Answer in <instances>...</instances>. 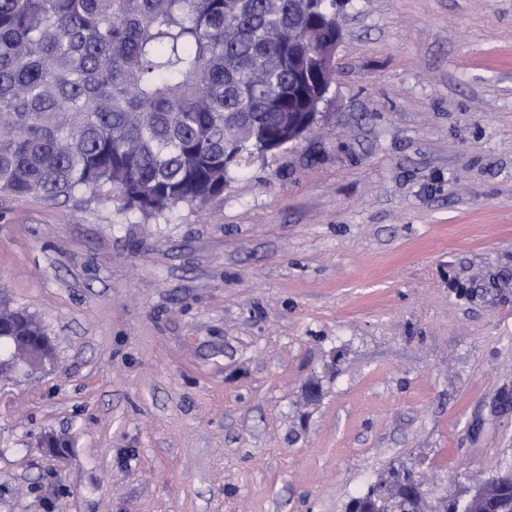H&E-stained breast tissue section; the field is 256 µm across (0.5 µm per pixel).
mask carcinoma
I'll return each instance as SVG.
<instances>
[{"mask_svg": "<svg viewBox=\"0 0 512 512\" xmlns=\"http://www.w3.org/2000/svg\"><path fill=\"white\" fill-rule=\"evenodd\" d=\"M0 0V195L161 215L221 195L224 139L288 111V42L336 0ZM412 472L364 496L408 497ZM409 512H485L410 500Z\"/></svg>", "mask_w": 512, "mask_h": 512, "instance_id": "carcinoma-1", "label": "carcinoma"}]
</instances>
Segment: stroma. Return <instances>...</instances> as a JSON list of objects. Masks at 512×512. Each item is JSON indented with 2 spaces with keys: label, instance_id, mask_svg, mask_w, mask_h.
I'll return each mask as SVG.
<instances>
[{
  "label": "stroma",
  "instance_id": "35a3bbf8",
  "mask_svg": "<svg viewBox=\"0 0 512 512\" xmlns=\"http://www.w3.org/2000/svg\"><path fill=\"white\" fill-rule=\"evenodd\" d=\"M339 22L319 124L203 208L0 200V296L57 351L0 381V512H344L512 463V0ZM38 446L56 458H65L70 452L72 442L53 431H45L38 437ZM390 480L388 483H383L381 486H373L366 493L359 494L357 497H383L385 499H389L390 501L400 500L402 498H407L412 484V472L406 469H391L390 472ZM384 488V490H381Z\"/></svg>",
  "mask_w": 512,
  "mask_h": 512
}]
</instances>
